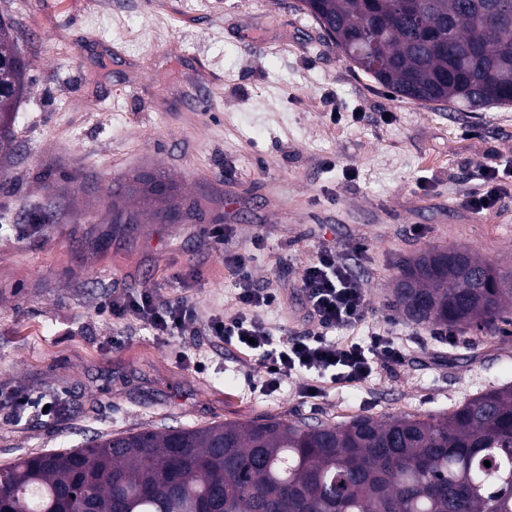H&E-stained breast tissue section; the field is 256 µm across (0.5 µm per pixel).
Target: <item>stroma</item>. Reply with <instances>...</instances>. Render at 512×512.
I'll return each mask as SVG.
<instances>
[{"instance_id": "1", "label": "stroma", "mask_w": 512, "mask_h": 512, "mask_svg": "<svg viewBox=\"0 0 512 512\" xmlns=\"http://www.w3.org/2000/svg\"><path fill=\"white\" fill-rule=\"evenodd\" d=\"M1 14L30 70L0 178V465L140 429L436 415L512 384V325L433 336L391 304L402 261L429 247L512 264V197L461 205L485 169L512 166V106L398 98L298 0H0ZM153 171L196 217L110 223L114 193ZM41 211L53 222L33 223ZM218 224L221 244L206 235ZM325 247L351 260L368 299L336 341L388 327L404 361L316 398L295 378L268 390L255 356L203 330L238 288L225 260L253 253L255 284L279 292L261 317L284 341L313 327L300 281ZM145 291L194 305L185 335L166 343L102 311Z\"/></svg>"}]
</instances>
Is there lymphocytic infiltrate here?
Here are the masks:
<instances>
[{"label":"lymphocytic infiltrate","mask_w":512,"mask_h":512,"mask_svg":"<svg viewBox=\"0 0 512 512\" xmlns=\"http://www.w3.org/2000/svg\"><path fill=\"white\" fill-rule=\"evenodd\" d=\"M512 194V170H486L480 192L467 196L465 206L476 213L495 208L506 195ZM252 256L242 252L230 256L228 264L239 281L235 295V314L212 317L206 324L208 335L223 340H236L251 345L268 376L266 386L276 389L281 382L299 375L304 377L303 389L315 394L327 372L337 379L359 382L368 378L374 360L398 364L403 360L401 349L388 333H376L369 345L356 342L338 344L329 335L336 330H351L361 325L367 307V294L350 264L336 251L321 249L304 269L301 288L306 300L307 315L318 325L317 331L275 344L270 329L260 319V309L270 306L276 295L268 288L253 285L250 264ZM107 310L113 320L135 319L157 336L184 335L196 318V310L183 300H161L156 294L113 297Z\"/></svg>","instance_id":"obj_1"}]
</instances>
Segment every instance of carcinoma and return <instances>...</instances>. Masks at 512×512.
Instances as JSON below:
<instances>
[{
  "label": "carcinoma",
  "mask_w": 512,
  "mask_h": 512,
  "mask_svg": "<svg viewBox=\"0 0 512 512\" xmlns=\"http://www.w3.org/2000/svg\"><path fill=\"white\" fill-rule=\"evenodd\" d=\"M512 0H300L361 71L401 98L512 106ZM0 162L14 154L29 61L0 16ZM154 217L191 218L163 172L125 186ZM394 305L489 335L512 314V269L431 248L405 260ZM490 462L485 466L484 462ZM11 512H512V385L442 417L261 418L143 430L0 466Z\"/></svg>",
  "instance_id": "carcinoma-1"
}]
</instances>
